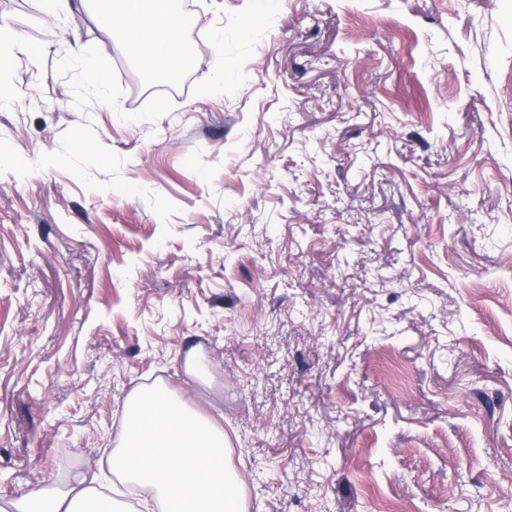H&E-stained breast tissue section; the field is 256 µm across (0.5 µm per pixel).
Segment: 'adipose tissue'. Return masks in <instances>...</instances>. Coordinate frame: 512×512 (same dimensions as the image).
I'll return each instance as SVG.
<instances>
[{
    "label": "adipose tissue",
    "instance_id": "adipose-tissue-1",
    "mask_svg": "<svg viewBox=\"0 0 512 512\" xmlns=\"http://www.w3.org/2000/svg\"><path fill=\"white\" fill-rule=\"evenodd\" d=\"M168 4L169 0H118L117 9L102 16L99 25L107 32L122 30L129 53L146 72L155 74L162 64L185 60L178 17ZM97 482V477L84 476L68 491L46 492L41 497V512H81V503L96 496Z\"/></svg>",
    "mask_w": 512,
    "mask_h": 512
}]
</instances>
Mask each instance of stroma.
I'll list each match as a JSON object with an SVG mask.
<instances>
[{"label": "stroma", "instance_id": "obj_1", "mask_svg": "<svg viewBox=\"0 0 512 512\" xmlns=\"http://www.w3.org/2000/svg\"><path fill=\"white\" fill-rule=\"evenodd\" d=\"M72 2L0 0V506L140 512L158 385L247 512H512V0H174L173 93ZM95 484H98V477L95 473L88 476H83L78 479L74 486L66 492H53L48 491L37 500L43 503V508L34 511L29 507H16L15 511L18 512H81L84 511L79 508V505L86 499L95 497L100 502L107 503L110 500L101 497L97 492Z\"/></svg>", "mask_w": 512, "mask_h": 512}]
</instances>
